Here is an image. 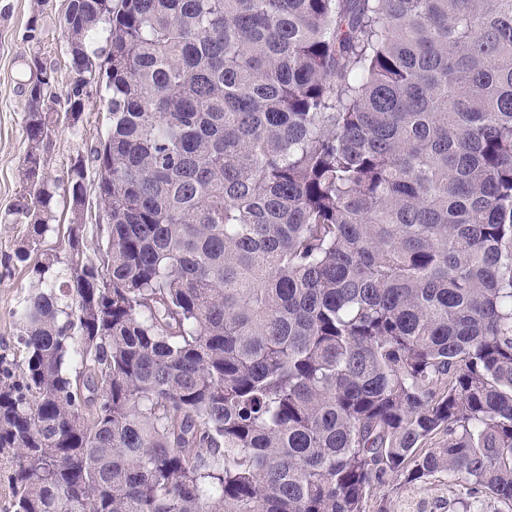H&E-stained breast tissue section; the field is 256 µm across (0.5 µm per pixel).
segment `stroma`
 <instances>
[{"label": "stroma", "instance_id": "stroma-1", "mask_svg": "<svg viewBox=\"0 0 512 512\" xmlns=\"http://www.w3.org/2000/svg\"><path fill=\"white\" fill-rule=\"evenodd\" d=\"M67 0H0V363L20 362L22 347L13 311L25 296L30 270L43 253L64 256V236L71 212L62 200H55L54 216L38 251L29 262H18L15 252L26 234L23 216L10 214L9 208L23 190L21 165L27 141L22 127L26 106L27 64L39 57L55 78L54 92L64 96L73 72L63 29ZM109 115L98 88H91L89 102L78 127L59 125L49 148L47 175L56 186H64L67 170L76 158L87 156L91 146L103 138ZM466 496L463 486L436 478L408 488L396 481L377 489L368 503L369 512L385 506L388 512H461Z\"/></svg>", "mask_w": 512, "mask_h": 512}]
</instances>
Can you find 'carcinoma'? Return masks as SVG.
<instances>
[{
  "label": "carcinoma",
  "instance_id": "cac0c4a2",
  "mask_svg": "<svg viewBox=\"0 0 512 512\" xmlns=\"http://www.w3.org/2000/svg\"><path fill=\"white\" fill-rule=\"evenodd\" d=\"M30 69L25 262L96 83L97 256L47 254L0 369L4 512H512V0H68ZM103 37V60L93 45ZM465 497L467 498L466 489L463 486L459 483H448L442 477L434 478L415 489L389 480L376 490L366 510L376 512L381 504L389 510H395L394 512H415L421 502V508L432 510L425 512H463L462 505L458 502L464 501Z\"/></svg>",
  "mask_w": 512,
  "mask_h": 512
}]
</instances>
